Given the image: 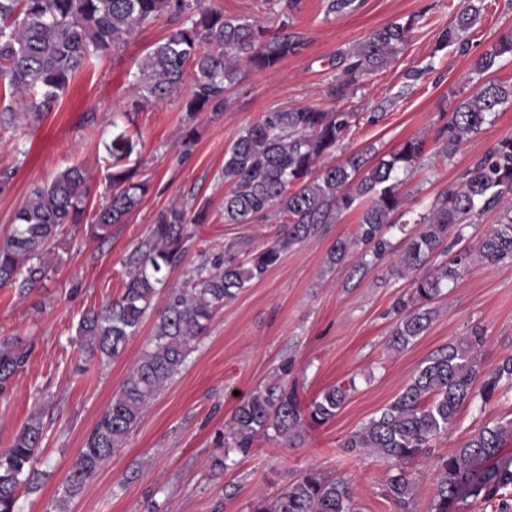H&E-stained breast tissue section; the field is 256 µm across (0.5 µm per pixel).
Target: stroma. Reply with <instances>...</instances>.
Here are the masks:
<instances>
[{"label": "stroma", "instance_id": "35a3bbf8", "mask_svg": "<svg viewBox=\"0 0 512 512\" xmlns=\"http://www.w3.org/2000/svg\"><path fill=\"white\" fill-rule=\"evenodd\" d=\"M208 2L225 16L255 19L293 35L301 46L274 71L241 70L226 90L220 114L188 118L178 98L137 112L127 133L136 143L130 162L151 184L142 203L105 237H96L86 223L63 234L45 278L29 293L0 288V340H17L29 351L24 369L0 394V451L35 411L44 410L47 427L40 467L49 477L39 491L21 494V512H46L97 417L152 334L164 305L160 297L117 356H87L76 341L83 314L123 293L129 260L147 241L156 213L176 202L207 213L205 223L191 225L192 246L185 260L168 271L170 287L183 284L201 255L212 257L230 247L242 256L275 242L282 229L277 218L254 224L224 221V152L263 112L310 106L358 113L357 125L339 149L323 158L326 166L361 151L375 161L407 139H423V157L402 186L401 210L409 223L427 213L443 190L458 184L491 145L512 137L509 104L452 158L438 156L436 132L462 100L489 80L512 84V59L506 57L484 74H468L474 60L512 30V0H482L479 18L462 34L460 45L439 53L436 42L454 23L462 0H360V8L344 16L327 14V0H296L292 8L284 0ZM409 20L414 23L410 39L387 67L364 77L345 96H330L341 51L374 30ZM170 28L164 17L143 26L121 49L93 59L38 123L0 130V169L14 172L10 190L0 194V240L11 233L14 215L31 191L71 165L89 171L92 193L86 209H98L107 190L104 144L118 132L115 113L135 96L137 61ZM412 70L420 71L418 80L408 79ZM373 114L378 120L372 124ZM189 125L197 130V143L186 156L180 136ZM357 224V212L343 213L225 303L194 342L180 374L147 410L125 448L72 501L70 512H150L155 502L166 512H211L219 501L223 512H248L251 502L311 469L351 479L359 512H398L386 495L387 468L367 453L347 455L340 445L378 415L426 359L471 329L485 337V367L512 354V263H476L463 270L437 300L428 330L396 350L391 346L398 319L394 304L412 282L396 274L401 233L392 234L393 251L363 272L351 271L361 259L357 250L346 267L327 264L330 246L352 237ZM285 362L302 402L350 379L356 388L334 419L306 430L302 440L260 438L223 478L207 480L209 460L236 408ZM510 417L512 394L462 406L447 436L407 466L414 479L412 512H429L438 457L485 424Z\"/></svg>", "mask_w": 512, "mask_h": 512}]
</instances>
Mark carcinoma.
I'll return each mask as SVG.
<instances>
[{
  "label": "carcinoma",
  "instance_id": "cac0c4a2",
  "mask_svg": "<svg viewBox=\"0 0 512 512\" xmlns=\"http://www.w3.org/2000/svg\"><path fill=\"white\" fill-rule=\"evenodd\" d=\"M357 0H329L327 13L347 15ZM479 7L464 6L457 22L439 36L436 50L458 42L469 29ZM163 15L173 27L137 64L133 73L136 96L123 112L128 122L145 105H166L184 84L192 68L185 109L193 117L220 111L225 91L244 67L271 71L296 52L300 42L288 35L271 34L255 22L226 17L206 0H0V94L9 103L0 109V128L40 121L69 86L76 73L93 59L121 47L135 30ZM413 21L394 22L355 47L339 54V73L330 93L342 97L351 86L390 63L408 41ZM512 57V31L478 57L471 71L483 74L501 57ZM512 102V86L485 82L461 102L437 132L440 154L452 158L468 136L495 118ZM358 115L342 109L313 107L275 109L244 129L224 153V223L253 224L278 217L283 229L274 244L240 259L204 258L180 287L159 289L166 271L189 250L187 225L201 224L203 212L189 213L182 206L160 210L145 248L130 260L124 292L101 310H90L79 321L77 342L95 355L114 357L136 335L154 298L164 292L165 305L152 336L141 350L129 375L102 410L83 448L47 512H68L69 503L92 482L103 466L124 447L148 407L179 373L192 343L207 330L215 313L252 280L262 277L294 246L316 236L325 224H334L349 210L359 214L352 239H338L327 263L345 262L353 246L365 257L379 259L391 251L387 231L396 226L401 205L399 173L411 170L423 156L424 143L408 139L389 158L369 164L353 153L328 167L318 161L357 124ZM112 158L107 174L109 192L91 220L99 236L108 235L135 210L149 190V180L135 179L129 166L132 137L115 135L105 145ZM92 192L88 171L74 165L51 181L34 188L16 211L11 234L0 243V288L31 289L47 271L45 257L70 226L83 223L86 201ZM512 138L493 145L468 169L460 185L444 191L419 231L406 239L396 274L420 269L435 253L448 254V244L464 240L463 230L479 215L497 213L496 224L481 238L477 249L463 247L432 272L419 274L413 288L397 301L399 318L392 347L399 349L430 326L432 304L462 267L476 261L496 265L512 261ZM485 337L478 330L458 338L425 361L411 382L367 424L351 432L342 448L350 454L370 452L392 471L387 496L400 512H410L413 491L405 465L424 455L430 444L448 434L460 407L479 398L488 403L512 391V354L490 369L482 367ZM27 352L10 340L0 341V393L22 369ZM290 368L283 364L273 381L258 388L236 409L224 435V451L211 458L210 478L218 479L229 467L230 454L245 457L255 439L271 436L295 441L306 428L332 420L355 386L334 385L302 406ZM480 388H475L476 381ZM45 437L43 412L31 415L0 453V512H19V492L41 487L38 470ZM512 437V418L487 423L459 448L436 460L438 482L430 512H448V503L473 498L502 501L508 510L512 491V455L502 454ZM249 512H357L349 478H335L310 470L284 488L249 506Z\"/></svg>",
  "mask_w": 512,
  "mask_h": 512
}]
</instances>
